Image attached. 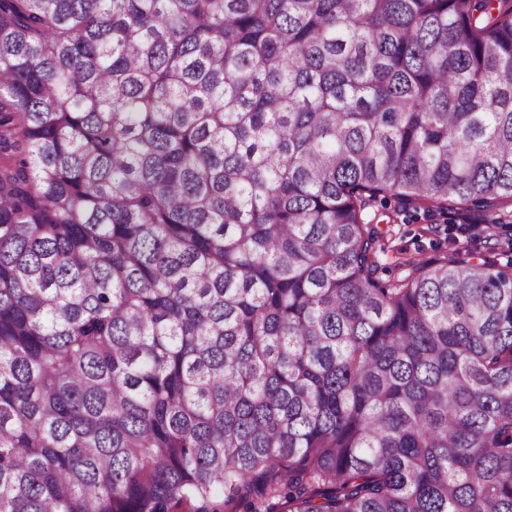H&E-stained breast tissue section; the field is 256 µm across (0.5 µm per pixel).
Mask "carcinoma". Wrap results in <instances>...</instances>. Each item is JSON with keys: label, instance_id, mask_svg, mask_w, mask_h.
Returning <instances> with one entry per match:
<instances>
[{"label": "carcinoma", "instance_id": "obj_1", "mask_svg": "<svg viewBox=\"0 0 512 512\" xmlns=\"http://www.w3.org/2000/svg\"><path fill=\"white\" fill-rule=\"evenodd\" d=\"M389 195L512 218V0H0V512H512V270ZM386 205L383 208L377 203L372 210L382 233L377 276L383 282L397 277L402 263L426 261L449 250L491 255L498 260L499 267L512 259V224H474L467 239L459 231V224L448 222L447 215L427 213L412 206L405 208L393 198Z\"/></svg>", "mask_w": 512, "mask_h": 512}]
</instances>
